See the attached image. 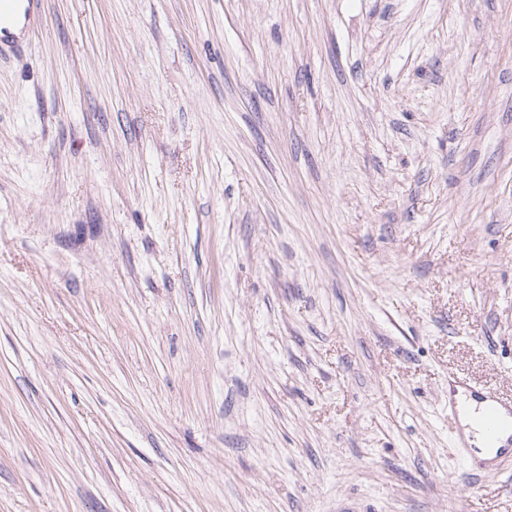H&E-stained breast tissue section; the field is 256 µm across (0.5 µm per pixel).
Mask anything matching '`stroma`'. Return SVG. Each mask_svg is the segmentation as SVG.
<instances>
[{"label":"stroma","mask_w":512,"mask_h":512,"mask_svg":"<svg viewBox=\"0 0 512 512\" xmlns=\"http://www.w3.org/2000/svg\"><path fill=\"white\" fill-rule=\"evenodd\" d=\"M0 61V512H512V0H40ZM457 383L464 393L478 400L471 415V423L483 439L482 450L494 455L490 464L477 462V456L469 448L464 454L469 462L468 467L470 471H478L486 477H495L502 460L512 456V402L490 387L478 390L464 381Z\"/></svg>","instance_id":"1"}]
</instances>
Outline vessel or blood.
Returning <instances> with one entry per match:
<instances>
[{
    "label": "vessel or blood",
    "mask_w": 512,
    "mask_h": 512,
    "mask_svg": "<svg viewBox=\"0 0 512 512\" xmlns=\"http://www.w3.org/2000/svg\"><path fill=\"white\" fill-rule=\"evenodd\" d=\"M37 3L38 0H0V58L12 49L5 35L16 20L19 7L31 9ZM461 388L477 400L471 423L483 439L484 451L493 456L488 464L470 461L469 468L488 477L497 476L502 460L512 455V402L491 388L478 390L466 382Z\"/></svg>",
    "instance_id": "obj_1"
}]
</instances>
